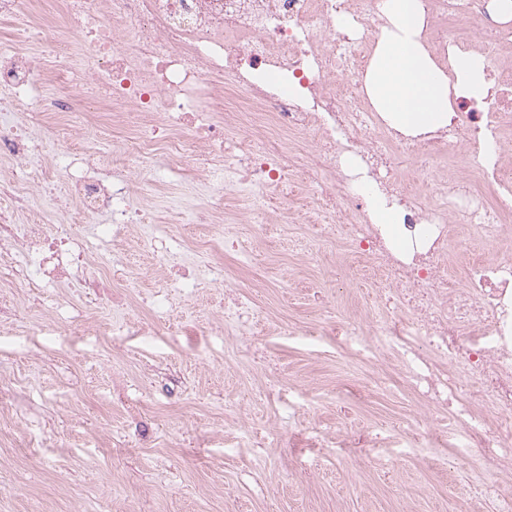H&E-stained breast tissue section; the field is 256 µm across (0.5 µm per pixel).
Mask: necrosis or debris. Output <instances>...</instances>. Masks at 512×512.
Listing matches in <instances>:
<instances>
[{
	"label": "necrosis or debris",
	"instance_id": "4bbe7bcc",
	"mask_svg": "<svg viewBox=\"0 0 512 512\" xmlns=\"http://www.w3.org/2000/svg\"><path fill=\"white\" fill-rule=\"evenodd\" d=\"M486 3L421 0L424 40L439 61L453 48L481 56L492 88L480 103L456 98L447 130L417 138L387 128L362 89L382 23L376 0H0L18 42L0 50V91L19 100L36 78L56 89L38 110L51 141L32 139L23 116L4 115L0 160L74 149L80 130L111 132L115 178H102L100 154L44 177L72 213L104 214L120 229L145 223L163 156L188 192L210 191L187 221L222 225L228 252L264 237L284 199H298L292 218L313 233L307 253L342 243L361 279L395 303L363 321L327 316L304 335H369L391 349L430 414L421 442L443 447L436 429L451 420L492 470L512 457V258L484 257L475 245L512 230V64L495 61L512 28L489 23ZM348 154L371 166L356 190ZM406 162L415 180L399 175ZM376 192L400 210L411 250H396L386 227L369 222ZM231 193L244 197L243 212L225 210ZM0 197V246L39 257L27 283L69 287L74 234L46 237L17 170L0 175ZM211 271L224 287L226 327L264 325L223 267Z\"/></svg>",
	"mask_w": 512,
	"mask_h": 512
}]
</instances>
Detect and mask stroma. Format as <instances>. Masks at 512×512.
<instances>
[{
  "label": "stroma",
  "instance_id": "35a3bbf8",
  "mask_svg": "<svg viewBox=\"0 0 512 512\" xmlns=\"http://www.w3.org/2000/svg\"><path fill=\"white\" fill-rule=\"evenodd\" d=\"M105 216L79 227L86 270L137 269L144 290L159 289L151 248L137 225L103 234ZM151 228L169 264L223 263L266 308L265 335L224 333V290L210 280L169 289L171 311L134 296L112 308L88 288H10L0 281V512H496L478 487H512V459L483 475L456 433L430 464L429 448H375L350 459L336 439L363 429L399 439L415 428L420 403L403 387L398 361L365 360L355 346L312 341L300 329L319 322L318 294H335L337 317L378 312V289L331 279L345 249L324 244L318 266L303 245L307 225H274L265 239L225 253L194 252L199 224L155 209ZM279 277L278 287L266 284ZM294 328L277 334L281 323ZM270 351L272 371H249L245 351ZM291 387L292 408L258 399ZM264 425V466L224 435L242 421Z\"/></svg>",
  "mask_w": 512,
  "mask_h": 512
}]
</instances>
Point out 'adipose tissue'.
Wrapping results in <instances>:
<instances>
[{"label":"adipose tissue","instance_id":"adipose-tissue-1","mask_svg":"<svg viewBox=\"0 0 512 512\" xmlns=\"http://www.w3.org/2000/svg\"><path fill=\"white\" fill-rule=\"evenodd\" d=\"M386 18L364 79L365 90L390 127L408 134L445 128L453 96L483 100L489 83L480 56L457 52L442 69L423 41L420 0H380Z\"/></svg>","mask_w":512,"mask_h":512}]
</instances>
